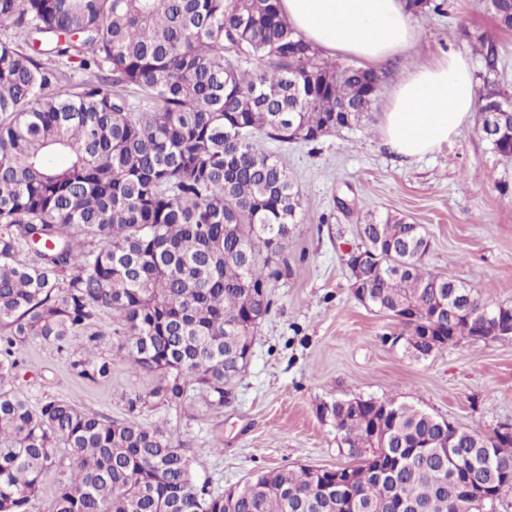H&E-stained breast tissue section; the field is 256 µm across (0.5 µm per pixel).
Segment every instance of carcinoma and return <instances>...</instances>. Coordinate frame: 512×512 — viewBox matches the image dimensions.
Here are the masks:
<instances>
[{"mask_svg": "<svg viewBox=\"0 0 512 512\" xmlns=\"http://www.w3.org/2000/svg\"><path fill=\"white\" fill-rule=\"evenodd\" d=\"M280 0H0V512H36L56 474L52 512H497L512 497V447L393 399L336 400L353 483L301 466L257 475L234 494L199 485L193 453L166 429L122 421L11 382L38 340L61 349L87 384L107 378L112 336L159 384L138 404L192 396L219 411L247 366L253 318L268 315L301 207L287 168L262 140L316 142L362 122L376 72L319 57ZM512 30V0H484ZM82 49L73 66L75 47ZM66 88L47 93L53 84ZM481 135L512 154V102ZM369 306L404 326L407 351L426 336H471L482 315H511L428 271L421 225L388 215L358 225ZM486 486L468 505L450 471Z\"/></svg>", "mask_w": 512, "mask_h": 512, "instance_id": "carcinoma-1", "label": "carcinoma"}]
</instances>
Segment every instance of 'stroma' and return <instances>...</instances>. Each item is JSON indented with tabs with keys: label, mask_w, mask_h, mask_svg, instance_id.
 Returning a JSON list of instances; mask_svg holds the SVG:
<instances>
[{
	"label": "stroma",
	"mask_w": 512,
	"mask_h": 512,
	"mask_svg": "<svg viewBox=\"0 0 512 512\" xmlns=\"http://www.w3.org/2000/svg\"><path fill=\"white\" fill-rule=\"evenodd\" d=\"M413 19L418 42L379 68L365 122L313 143L266 144L298 187L301 210L271 283L272 310L223 410L197 398L178 408H130L129 398L151 391L155 376L118 356L108 380L88 385L72 375L67 353L39 342L24 346L14 389L34 400L67 398L116 420L133 414L163 424L197 448L199 481L222 493L275 468L351 464L319 415L326 402L394 397L484 434L512 423V335L465 338L413 359L402 325L355 300L344 263L345 252L360 243L357 224L370 213L390 214L423 225L427 270L512 306V157L491 150L477 120L417 161L394 155L378 133L394 84L414 64L444 52L471 59L478 95L494 90L512 99V30L500 28L482 0H433ZM487 45L496 51L492 67L482 55Z\"/></svg>",
	"instance_id": "1"
}]
</instances>
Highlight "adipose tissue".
<instances>
[{"label": "adipose tissue", "instance_id": "obj_1", "mask_svg": "<svg viewBox=\"0 0 512 512\" xmlns=\"http://www.w3.org/2000/svg\"><path fill=\"white\" fill-rule=\"evenodd\" d=\"M288 24L324 56L376 67L406 52L417 28L406 0H280ZM476 84L466 55L448 52L413 65L392 90L379 125L385 146L422 157L472 123Z\"/></svg>", "mask_w": 512, "mask_h": 512}]
</instances>
